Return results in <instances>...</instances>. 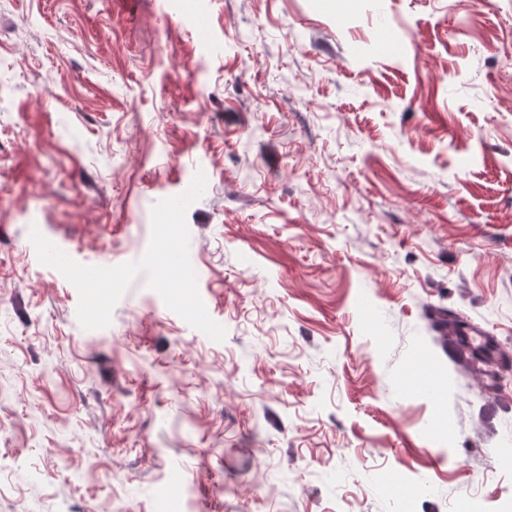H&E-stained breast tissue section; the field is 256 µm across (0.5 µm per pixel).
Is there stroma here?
Returning a JSON list of instances; mask_svg holds the SVG:
<instances>
[{
    "mask_svg": "<svg viewBox=\"0 0 512 512\" xmlns=\"http://www.w3.org/2000/svg\"><path fill=\"white\" fill-rule=\"evenodd\" d=\"M374 53L359 62L357 41ZM215 342L139 274L196 171ZM512 0H0V512H512Z\"/></svg>",
    "mask_w": 512,
    "mask_h": 512,
    "instance_id": "1",
    "label": "stroma"
}]
</instances>
